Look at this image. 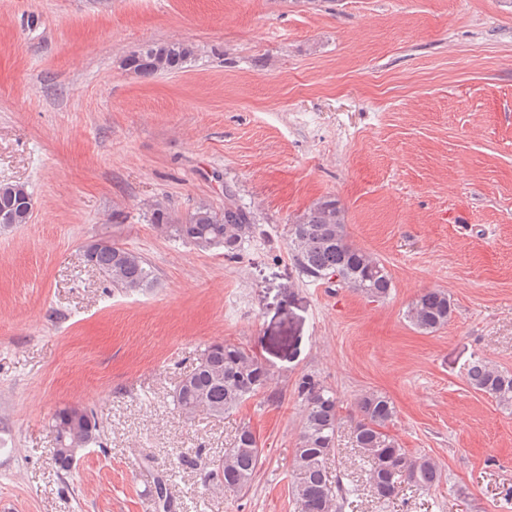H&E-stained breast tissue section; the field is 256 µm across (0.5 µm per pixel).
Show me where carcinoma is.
Returning a JSON list of instances; mask_svg holds the SVG:
<instances>
[{
	"label": "carcinoma",
	"mask_w": 512,
	"mask_h": 512,
	"mask_svg": "<svg viewBox=\"0 0 512 512\" xmlns=\"http://www.w3.org/2000/svg\"><path fill=\"white\" fill-rule=\"evenodd\" d=\"M195 55L188 42L147 44L132 52L123 67L143 77L176 73ZM151 223L175 241L201 251L234 259L243 244L253 237L254 213L241 205L236 194L225 189L224 207L197 205L184 217L163 202L150 205ZM31 195L25 186L0 182V230L29 222ZM292 260L312 282L338 277V283L373 301L387 299L392 278L386 267L370 253L354 245L348 237L345 212L334 198H321L286 227ZM83 261L97 270L113 289L140 293L154 286L156 272L149 261L114 240L106 245L91 241L83 250ZM455 310L451 296L441 290L420 293L408 306L407 321L420 333L431 334L448 325ZM466 381L476 392L493 398L512 411V371L504 370L488 358L476 356L465 370ZM268 371L253 353L235 344L214 342L200 353L195 367L173 392V405L184 416L203 413L222 418L246 401L267 391ZM303 402L299 442L294 449L292 496L297 512H341L351 505V489L327 470L326 461L334 453L341 417L336 392L323 382L305 377L298 386ZM356 413L353 442L367 463L368 482L377 498H396L405 485L424 490L442 480L439 464L430 456L410 454L389 433L397 418L390 397L379 391H365L354 399ZM54 460L64 472L78 458L68 448H81L100 440V427L93 411L80 404L57 409L52 418ZM205 480L226 494L245 493L263 464V448L252 428H238L233 446L224 449L222 459L196 455Z\"/></svg>",
	"instance_id": "1"
}]
</instances>
